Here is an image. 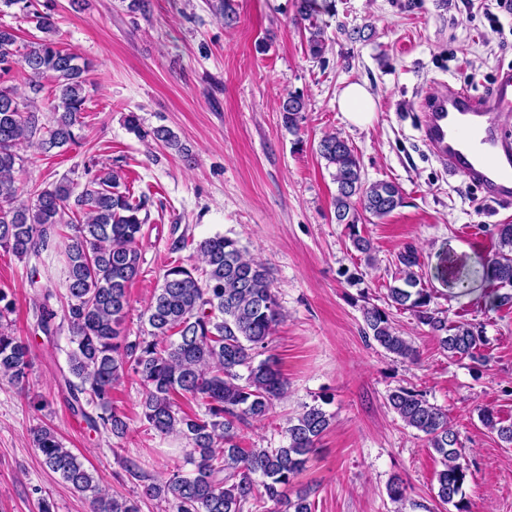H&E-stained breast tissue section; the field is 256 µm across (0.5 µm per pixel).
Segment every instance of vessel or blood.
<instances>
[{"instance_id": "1", "label": "vessel or blood", "mask_w": 512, "mask_h": 512, "mask_svg": "<svg viewBox=\"0 0 512 512\" xmlns=\"http://www.w3.org/2000/svg\"><path fill=\"white\" fill-rule=\"evenodd\" d=\"M512 110V70L503 72L486 99L451 89L432 99L424 136L452 172L482 184L496 198L512 197V141L494 124Z\"/></svg>"}]
</instances>
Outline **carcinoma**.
I'll list each match as a JSON object with an SVG mask.
<instances>
[{
    "mask_svg": "<svg viewBox=\"0 0 512 512\" xmlns=\"http://www.w3.org/2000/svg\"><path fill=\"white\" fill-rule=\"evenodd\" d=\"M0 3L18 7L19 14L35 21L42 33L21 50L14 31L0 26V77L16 68L31 82L50 74L58 91L53 115L43 123L35 101L21 102L13 87L0 85V249L27 261L64 256L62 287L70 349L68 374L62 380L71 414L97 433L124 437L127 422L112 405V386L132 373L142 386L141 416L148 428L161 435L178 433L191 445L186 450V464L192 466L189 473L178 469L165 480L143 485L144 498L165 502L171 512H244L266 501L281 506L280 512H313L311 491L299 490L288 497L286 490L331 426L332 416L321 405L306 404L288 419L286 444L279 448H241L236 442L239 425L265 419L286 388L280 371L269 360L259 359L283 319L268 268L228 236L197 243L176 238L171 249L190 248L197 262L163 270L144 313L146 328L129 339L127 288L141 271L139 242L148 220L142 214L144 203L133 201L122 188L124 176L118 170L86 168L78 192L64 179L30 190L20 179L26 164L21 154L24 145L35 140L46 154L79 139L87 101L83 74L91 63L60 48L55 22L38 9V0ZM295 4L294 21L307 23L308 51L317 58L325 51L317 22L321 5L318 0H295ZM305 107L297 93L282 99L279 112L289 131H299ZM125 123L136 136H149L184 160L191 159L190 149L172 129L159 126L145 131L134 112L126 115ZM317 153L333 169L336 223L345 225L353 248L373 260L371 242L359 230L361 216L387 217L403 203L401 188L389 181H364L357 155L338 135L322 137ZM495 229L498 250L493 257L478 270L454 269L451 280L463 284L481 277L495 282L503 289L496 295L497 304L503 306L512 304V224H498ZM397 261L385 305L364 298V338L403 361H416L417 350L393 322V311L406 310L438 337L448 353L481 361L483 331L467 323L450 326L431 307L432 294L418 272L417 248L404 247ZM51 296L45 291L37 309V326L47 337L59 330L57 313L45 303ZM13 312L11 295L0 289V380L21 385L32 364V348L9 330ZM181 399L203 405L204 412H184ZM387 402L404 425L422 434L440 456L438 503L469 512L464 486L470 472L460 462L458 432L448 413L411 387L392 390ZM481 420L512 443V424H501L488 410ZM32 444L50 471L89 499L91 512H140L137 501L103 493L96 473L65 447L53 427H36ZM387 496L403 504L406 482L392 477Z\"/></svg>",
    "mask_w": 512,
    "mask_h": 512,
    "instance_id": "obj_1",
    "label": "carcinoma"
}]
</instances>
